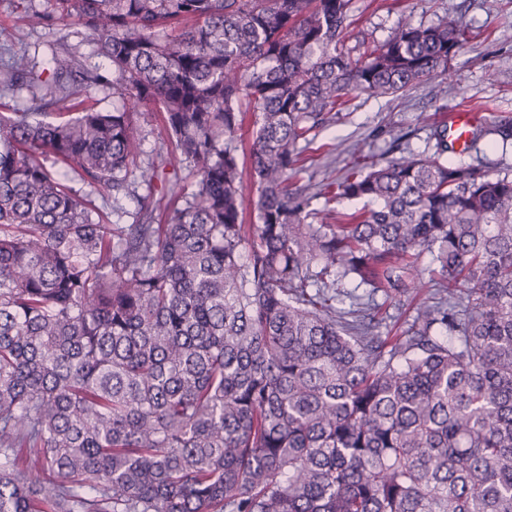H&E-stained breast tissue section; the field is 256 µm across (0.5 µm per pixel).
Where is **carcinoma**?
<instances>
[{"label": "carcinoma", "mask_w": 512, "mask_h": 512, "mask_svg": "<svg viewBox=\"0 0 512 512\" xmlns=\"http://www.w3.org/2000/svg\"><path fill=\"white\" fill-rule=\"evenodd\" d=\"M105 67L68 42L49 77L0 26V512H512V178L435 151L359 155L326 184L363 209L308 224L292 187L312 131L355 93L445 78L468 43L448 17L401 21L351 56L352 0H53ZM130 107L84 105L107 83ZM74 101L77 116L48 121ZM162 116L196 171L167 203L134 116ZM257 222L243 219L245 117ZM512 142V123L483 126ZM53 158L47 165L42 157ZM133 224H105L56 167ZM436 300L382 337L371 299ZM356 308L336 306L342 297Z\"/></svg>", "instance_id": "obj_1"}]
</instances>
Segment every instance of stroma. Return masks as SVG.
<instances>
[{"instance_id":"35a3bbf8","label":"stroma","mask_w":512,"mask_h":512,"mask_svg":"<svg viewBox=\"0 0 512 512\" xmlns=\"http://www.w3.org/2000/svg\"><path fill=\"white\" fill-rule=\"evenodd\" d=\"M18 0H0V24L12 26L16 47L25 49L37 68H44L50 47L67 38L83 53L87 65L97 64L90 45L80 43V26L73 19L51 29L19 25ZM355 24L347 48L360 53L364 45L384 41L400 19L424 27L441 18H461L470 31L467 47L448 64L444 81L420 84L396 96L357 95L336 114L333 123L317 130L307 154L311 167L298 175L307 187L311 209L327 208L323 185L341 176L358 154L391 159L422 153L441 118L455 112L481 116L483 124L512 121V0H353ZM146 159L160 167L175 165L157 191L175 187L192 189L195 176L185 164L175 163L163 124L153 108L141 107L136 117ZM450 163H464L488 170L493 176L512 178V144L485 136L467 153L448 151ZM438 266L423 258L415 274L418 297L404 296L386 303L380 312L382 335L397 336L415 316L418 299L429 297Z\"/></svg>"}]
</instances>
